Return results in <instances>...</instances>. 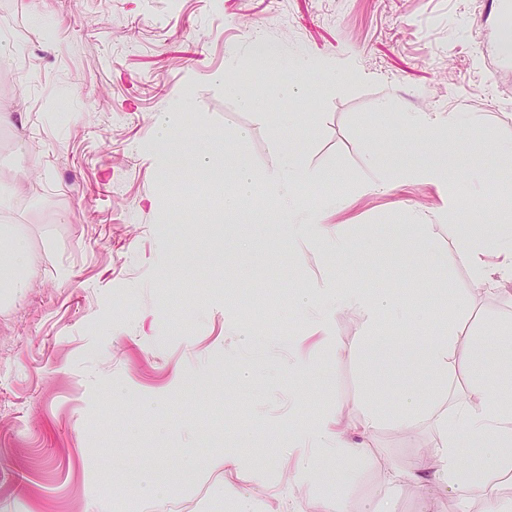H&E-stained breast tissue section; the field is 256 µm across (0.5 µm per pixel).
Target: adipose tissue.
Wrapping results in <instances>:
<instances>
[{
    "label": "adipose tissue",
    "mask_w": 512,
    "mask_h": 512,
    "mask_svg": "<svg viewBox=\"0 0 512 512\" xmlns=\"http://www.w3.org/2000/svg\"><path fill=\"white\" fill-rule=\"evenodd\" d=\"M273 150L279 163L265 177H258L246 168H235L233 186L224 194V220L235 221L250 207L255 184L262 179L279 199L280 218L289 233L305 231L315 217L303 208L296 188L314 180L315 175L301 163L285 140H276ZM442 217L455 222L461 256L478 287L497 291L504 284H512V237L486 238L473 232L469 222L459 220L452 210L443 211ZM328 297L339 306L367 314L381 311L392 320L419 327L429 318L421 309L368 290L336 288L329 290ZM422 353L433 366L459 370L474 377L471 392L478 404L474 407L459 405L439 416L434 448L412 458L402 470V477L417 483L432 477L449 489L474 490L487 499L490 512H512L511 506L502 503L496 485L490 481L493 472L512 471V400L506 399L500 388L480 381L484 369L482 355L456 325H449L447 334L430 339ZM421 404L422 398L415 390L406 393L402 411L391 415L385 414L378 403L370 402L363 406L354 427L342 423L333 425L321 419L311 426L309 437L323 454L352 460L365 453L368 437L381 421L388 419L398 428H405L410 417L420 411ZM468 451L485 458L486 466L471 468L463 459Z\"/></svg>",
    "instance_id": "ef3b65f1"
}]
</instances>
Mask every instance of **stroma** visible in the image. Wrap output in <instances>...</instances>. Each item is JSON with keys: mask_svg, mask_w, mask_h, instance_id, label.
I'll list each match as a JSON object with an SVG mask.
<instances>
[{"mask_svg": "<svg viewBox=\"0 0 512 512\" xmlns=\"http://www.w3.org/2000/svg\"><path fill=\"white\" fill-rule=\"evenodd\" d=\"M257 26L280 49L278 79H304L311 96L245 111L210 81L232 56L261 73ZM1 41L21 43L41 76L0 65L13 116L0 126V226L26 238L31 266L27 288L0 297V512H225L242 493L257 512H366L387 495L398 512L428 499L486 512L475 492L389 480L434 444L436 415L469 401L466 378L438 377L406 350L412 328L382 313L338 308L320 327L298 307H324L337 286L381 290L433 310L426 337L452 321L491 351L512 326V287L477 288L438 218L454 206L500 233L502 215L481 211L488 191L512 189L496 153L512 143L500 0H0ZM178 103L183 167L168 175L153 117ZM433 112L465 122H406ZM203 136L216 163L232 142L260 175L284 138L317 175L304 207L340 226L346 250L284 237L265 195L216 234L187 193ZM429 157L486 184L410 176ZM378 181L393 190L369 191ZM379 327L389 341L375 355ZM410 387L425 405L407 430L382 422L348 463L311 448L315 420L353 423L368 401L397 410Z\"/></svg>", "mask_w": 512, "mask_h": 512, "instance_id": "35a3bbf8", "label": "stroma"}]
</instances>
